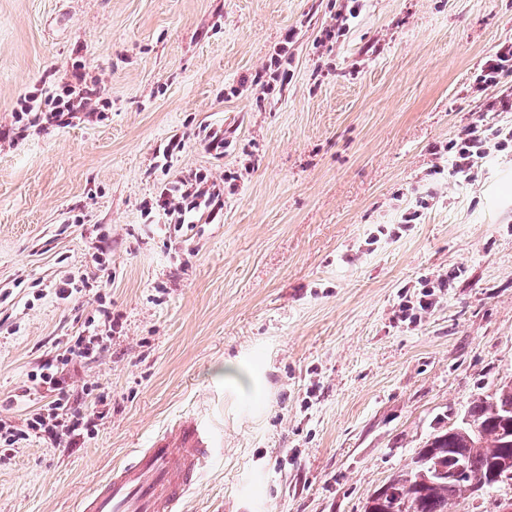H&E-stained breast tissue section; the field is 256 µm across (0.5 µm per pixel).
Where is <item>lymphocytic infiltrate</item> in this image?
I'll list each match as a JSON object with an SVG mask.
<instances>
[{
    "mask_svg": "<svg viewBox=\"0 0 512 512\" xmlns=\"http://www.w3.org/2000/svg\"><path fill=\"white\" fill-rule=\"evenodd\" d=\"M473 90L482 96L486 111L512 112L511 39L500 42L487 53ZM74 109L71 86L44 87L25 94L12 118L21 125L35 117L59 126ZM511 146L512 128L494 129L478 120L469 124L460 136L449 140L443 148L447 165H433L430 173L435 176L449 172L469 180L490 154ZM224 183V178L215 177L208 170L189 173L164 184L154 200L146 203L144 215L149 219L162 215L168 223L181 225L191 223L196 214L203 212L218 216L224 208ZM112 329L111 309L101 308L98 319L89 320L87 334L74 337L57 359L45 360L28 374L26 395L44 389L51 397L28 411L22 425L0 419V458H10L19 445L33 439L53 448H71L93 438L110 414L106 396L95 393L88 385L83 386L81 395H74L52 367L57 362L67 365L95 360L107 350Z\"/></svg>",
    "mask_w": 512,
    "mask_h": 512,
    "instance_id": "f902f5d3",
    "label": "lymphocytic infiltrate"
}]
</instances>
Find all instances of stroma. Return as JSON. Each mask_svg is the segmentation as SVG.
<instances>
[{"label":"stroma","mask_w":512,"mask_h":512,"mask_svg":"<svg viewBox=\"0 0 512 512\" xmlns=\"http://www.w3.org/2000/svg\"><path fill=\"white\" fill-rule=\"evenodd\" d=\"M346 4L0 0V419L22 424L27 373L99 305L117 321L97 360L63 369L111 416L82 446L17 449L0 512H76L189 411L223 448L184 512H361L437 425L512 380V151L470 181L429 174L475 119L512 125L472 91L512 39V0H360L327 37ZM290 32L289 80L262 93L252 80ZM45 81L111 106L18 130L12 109ZM217 129L220 156L202 143ZM196 169L238 174L221 219L146 222ZM78 269L89 287L57 299ZM441 276L420 320L401 319Z\"/></svg>","instance_id":"1"}]
</instances>
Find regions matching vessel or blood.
Instances as JSON below:
<instances>
[{
  "instance_id": "vessel-or-blood-1",
  "label": "vessel or blood",
  "mask_w": 512,
  "mask_h": 512,
  "mask_svg": "<svg viewBox=\"0 0 512 512\" xmlns=\"http://www.w3.org/2000/svg\"><path fill=\"white\" fill-rule=\"evenodd\" d=\"M223 446L207 418L186 415L82 497L78 512H178Z\"/></svg>"
}]
</instances>
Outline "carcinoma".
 <instances>
[{
  "mask_svg": "<svg viewBox=\"0 0 512 512\" xmlns=\"http://www.w3.org/2000/svg\"><path fill=\"white\" fill-rule=\"evenodd\" d=\"M505 470L512 472V381L474 400L461 423L438 427L411 464L382 484L378 512L395 501V512H448L450 501L478 494L473 480L492 490Z\"/></svg>",
  "mask_w": 512,
  "mask_h": 512,
  "instance_id": "1",
  "label": "carcinoma"
}]
</instances>
